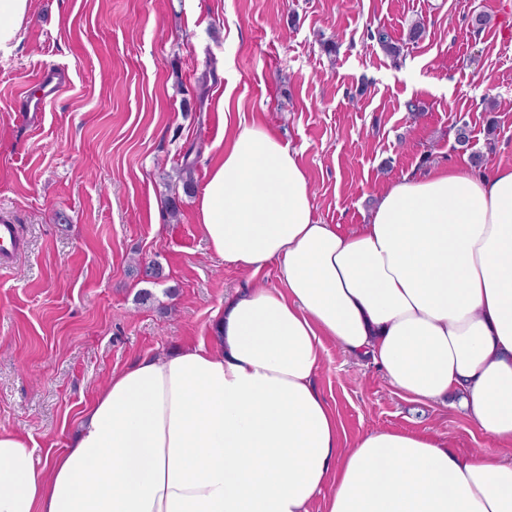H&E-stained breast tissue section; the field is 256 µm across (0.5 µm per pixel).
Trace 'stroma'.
Wrapping results in <instances>:
<instances>
[{
	"mask_svg": "<svg viewBox=\"0 0 512 512\" xmlns=\"http://www.w3.org/2000/svg\"><path fill=\"white\" fill-rule=\"evenodd\" d=\"M506 4L31 0L22 44L0 55V220L20 227L0 267V429L38 458L62 453L113 373L208 340L225 297L279 286L275 265L253 274L208 248L197 196L178 220L163 210L183 167L204 188L238 124L295 150L315 219L341 233L405 176L474 153L481 171L512 166ZM379 28L399 56L371 39ZM55 66L69 81L29 124L23 93ZM152 262L164 277L142 282L134 270ZM315 384L344 444L391 429L448 438L465 459H512L461 410L409 400L333 343Z\"/></svg>",
	"mask_w": 512,
	"mask_h": 512,
	"instance_id": "1",
	"label": "stroma"
}]
</instances>
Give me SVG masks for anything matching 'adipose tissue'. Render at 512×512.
<instances>
[{
	"label": "adipose tissue",
	"instance_id": "ef3b65f1",
	"mask_svg": "<svg viewBox=\"0 0 512 512\" xmlns=\"http://www.w3.org/2000/svg\"><path fill=\"white\" fill-rule=\"evenodd\" d=\"M30 0H0V53ZM212 252L280 287L225 298L213 344L114 373L68 448L0 431V512H512V461L376 430L343 446L313 379L325 342L512 447V166L438 167L369 223H318L289 145L238 125L198 200Z\"/></svg>",
	"mask_w": 512,
	"mask_h": 512
}]
</instances>
